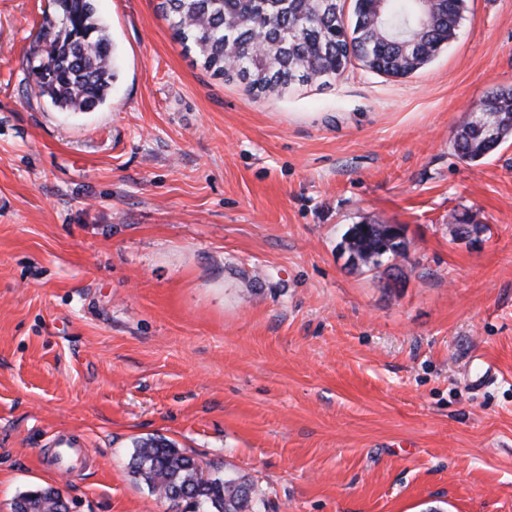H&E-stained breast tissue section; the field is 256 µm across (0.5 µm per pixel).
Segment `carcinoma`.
Returning a JSON list of instances; mask_svg holds the SVG:
<instances>
[{"mask_svg":"<svg viewBox=\"0 0 512 512\" xmlns=\"http://www.w3.org/2000/svg\"><path fill=\"white\" fill-rule=\"evenodd\" d=\"M467 0H355L345 23L340 0H160L173 37L205 71L237 80L256 97L294 85L328 86L352 60L370 71L407 76L451 41ZM33 42L35 95L66 112H88L108 98L115 46L95 0H53ZM512 137V88L491 92L471 111L452 146L466 164ZM388 224H353L341 247L353 264L378 270L396 260ZM128 467L149 490L182 500L185 512H256L254 483L209 470L159 437L135 443ZM15 512H68L52 488L21 495Z\"/></svg>","mask_w":512,"mask_h":512,"instance_id":"cac0c4a2","label":"carcinoma"}]
</instances>
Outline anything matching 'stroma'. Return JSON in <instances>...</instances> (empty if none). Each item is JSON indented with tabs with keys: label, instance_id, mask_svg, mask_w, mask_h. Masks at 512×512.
<instances>
[{
	"label": "stroma",
	"instance_id": "stroma-1",
	"mask_svg": "<svg viewBox=\"0 0 512 512\" xmlns=\"http://www.w3.org/2000/svg\"><path fill=\"white\" fill-rule=\"evenodd\" d=\"M157 4L95 0L118 76L63 112L31 91L50 0H0V512L41 486L169 512L128 473L149 436L252 477L261 512H512V138L452 148L512 87V0H467L409 76L278 97L210 76ZM363 222L405 226L396 278L342 250ZM452 146L457 157L471 164L512 137V88L492 91L471 111Z\"/></svg>",
	"mask_w": 512,
	"mask_h": 512
}]
</instances>
